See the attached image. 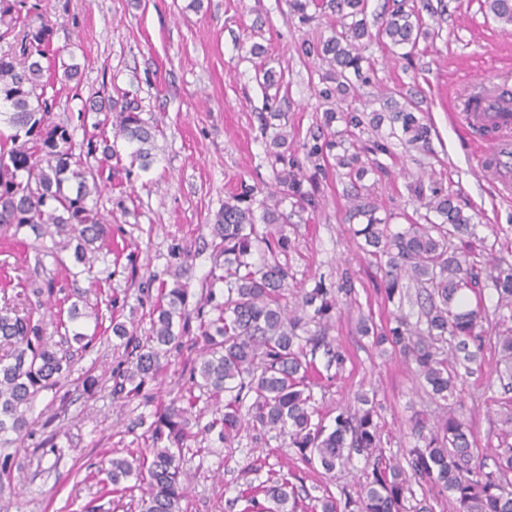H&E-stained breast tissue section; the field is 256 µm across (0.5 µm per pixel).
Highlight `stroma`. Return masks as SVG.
I'll use <instances>...</instances> for the list:
<instances>
[{"label":"stroma","mask_w":512,"mask_h":512,"mask_svg":"<svg viewBox=\"0 0 512 512\" xmlns=\"http://www.w3.org/2000/svg\"><path fill=\"white\" fill-rule=\"evenodd\" d=\"M445 2V12L426 17L430 36L410 58L392 55L375 40L365 50L366 80L357 86L362 104L378 108L382 91L396 98L412 95L432 131L429 149L394 145L393 157L383 160L384 171L368 175L361 193L395 213L399 227L420 221L425 213L410 184L451 188L473 215L478 235L494 243L497 259L512 264V196L475 175L472 158L484 135L458 118L484 80L496 79L512 90V26L486 14L481 0ZM43 22L51 28L53 48L79 67L75 79L60 76L54 83L52 123L67 126L75 140H82L95 132L93 103L125 96L159 126L150 170H140L122 155L98 200L101 213L120 228L114 238L119 258L108 286L121 306L103 308L102 314L118 313L130 332L143 337L154 297L142 285L150 277L167 276L174 263L172 246L191 248V287L200 289L213 266L202 240L225 197L243 184L262 190L272 184L262 115L282 113L296 141L321 120L325 104L316 89L328 66L302 56L299 46L330 36L338 19L318 13L301 23L288 0H26L18 29ZM255 45L262 54H251ZM268 69L280 78L278 90L264 84ZM345 193L344 183L324 182L318 210L288 226V265L297 283L315 277L334 283L344 271L356 272V300L330 331L348 356L346 368L315 395L329 424L358 391L375 394L383 448L391 456L407 447L412 416L432 421L444 407L427 396L397 350L374 347L357 331L360 317L384 325L394 308L380 293L381 272L350 231ZM494 326L485 321L481 365L464 377L459 396L479 456L490 468L501 427L497 401L504 396L502 389H487L500 358ZM123 354V340L98 339L75 357L68 382L38 397L32 408L36 425L17 451L10 477L0 479V512H114L112 500L101 497L95 474L102 461L132 450L135 436L128 424L152 417L169 390L187 381L183 367L191 356L186 349L172 354L151 400L125 403L112 397V370ZM88 376L97 381L94 389L82 384ZM256 461L276 470L294 465L271 434L259 438L242 432L232 448L216 434L198 435L185 453L193 479L184 508L242 512L238 494L251 480L249 467ZM366 469L365 459L356 455L328 475L306 471L304 484L314 496L326 489L354 491Z\"/></svg>","instance_id":"stroma-1"}]
</instances>
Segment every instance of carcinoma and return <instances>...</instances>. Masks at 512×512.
Masks as SVG:
<instances>
[{"mask_svg":"<svg viewBox=\"0 0 512 512\" xmlns=\"http://www.w3.org/2000/svg\"><path fill=\"white\" fill-rule=\"evenodd\" d=\"M19 0H0V40L12 38L0 53V237L19 242L35 254L36 263L52 259L53 271L29 282L32 295L53 294L59 272L73 282L84 276L96 289L102 280L95 264L106 241L112 240V225L98 209L101 182L98 171L85 167L80 154L99 158L104 164L119 158L118 141L131 148L132 161L143 171L153 163L157 127L141 117L138 105L111 101L115 113L113 138L90 137L75 142L69 129L49 122L53 99L46 96L42 60L48 58L50 27L43 23L23 33L15 32ZM494 19L512 25V0H484ZM299 21L309 22V8L328 10L339 18L340 30L326 39L305 40L301 54L329 65L321 77L320 98L345 104L340 111L328 109L316 129L298 146L288 143L286 126L272 125L277 112L263 117V128H274L269 155L275 188L261 201V215L253 208L254 188L244 187L224 200V206L208 225L214 253L210 284L195 293L188 276L190 251L174 245L178 259L171 280L150 279L157 286V301L149 312V334L138 339L126 324L113 317L103 326L98 304L80 295L67 309L55 314L54 331L48 332L45 315L28 298L0 306V438L15 435L21 443L32 432L33 402L44 391L68 379L74 357L69 337L87 349L101 335L125 340V358L112 372V397L131 402L147 395L159 384V375L171 352L187 348L196 352L188 370L187 388L161 405L154 420L139 418L141 447L152 458L133 451L114 457L99 470L104 496L129 497L130 512H186L191 475L183 466L190 431L189 415L199 402L212 407V419L204 432H217L218 439L232 445L244 430L258 435L275 432L296 462L320 466L332 473L353 456L367 461L365 480L355 493L332 492L312 497L304 486L300 468L285 473L268 469L267 478L247 484L239 498L243 512H405L412 484L436 485L448 491L457 512H512V491L507 475L512 472V399L502 402L503 424L495 469L487 471L477 462L476 441L464 413L450 412L429 427L421 418L412 421L409 447L401 449L406 466L385 459L382 431L374 400L357 395L359 407L341 409L334 425L319 418L314 389L324 387L345 369L347 357L328 338L326 328L340 314L342 301L356 295V273L345 271L339 282L313 280L301 283L293 306L283 304L288 291L286 227L291 214L281 209L284 201L301 212L320 206V185L330 174L350 187L349 220L363 240L361 249L383 271L384 301L402 310L409 298L406 281L416 285L421 318L411 322L398 315L394 324L377 327L367 318L359 331L375 344H389L414 364L416 375L431 388L433 396L448 401L454 397L462 374L472 372L480 361L484 343L482 319L484 291L497 294L496 345L503 368L497 378L504 391L512 390V265L493 256L494 245L476 238L472 216L457 202V193L434 186L425 193L423 184L412 189L420 205L439 221L411 222L392 230L391 215H378L380 207L359 193L361 182L372 171L383 169L379 156L392 155L390 139L410 148L429 147L431 129L419 115L416 102L385 99L384 111L365 113L351 94L349 75L361 76L365 49L363 39L401 47L407 58L419 39L428 36L422 12L445 10L431 0H390L376 34L368 31L367 0H289ZM341 122L344 129H335ZM389 132L380 133L383 123ZM374 136L361 140L366 129ZM336 164H330V160ZM53 246L44 245L45 239ZM224 283L220 293L213 288ZM94 319L92 334L74 330L85 319ZM56 335L59 340H51ZM322 354L323 366L317 364ZM132 485H125L129 479ZM141 490L140 498L133 492Z\"/></svg>","mask_w":512,"mask_h":512,"instance_id":"cac0c4a2","label":"carcinoma"}]
</instances>
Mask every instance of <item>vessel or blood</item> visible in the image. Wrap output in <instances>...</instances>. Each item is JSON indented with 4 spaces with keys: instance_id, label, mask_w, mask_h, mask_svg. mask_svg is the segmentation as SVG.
<instances>
[{
    "instance_id": "vessel-or-blood-1",
    "label": "vessel or blood",
    "mask_w": 512,
    "mask_h": 512,
    "mask_svg": "<svg viewBox=\"0 0 512 512\" xmlns=\"http://www.w3.org/2000/svg\"><path fill=\"white\" fill-rule=\"evenodd\" d=\"M463 120L498 131V139L479 159L478 171L505 184L512 182V104L491 93L482 101L480 111L465 114Z\"/></svg>"
}]
</instances>
